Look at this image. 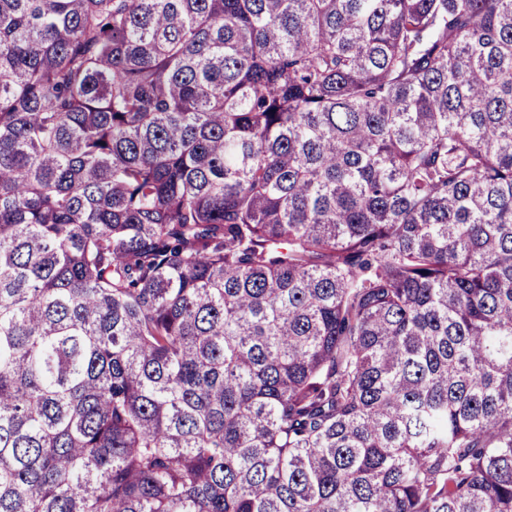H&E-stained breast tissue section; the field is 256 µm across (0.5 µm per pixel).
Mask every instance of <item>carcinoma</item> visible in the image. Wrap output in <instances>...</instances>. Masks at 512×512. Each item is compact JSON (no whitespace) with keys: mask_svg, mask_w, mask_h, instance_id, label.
<instances>
[{"mask_svg":"<svg viewBox=\"0 0 512 512\" xmlns=\"http://www.w3.org/2000/svg\"><path fill=\"white\" fill-rule=\"evenodd\" d=\"M0 512H512V0H0Z\"/></svg>","mask_w":512,"mask_h":512,"instance_id":"cac0c4a2","label":"carcinoma"}]
</instances>
